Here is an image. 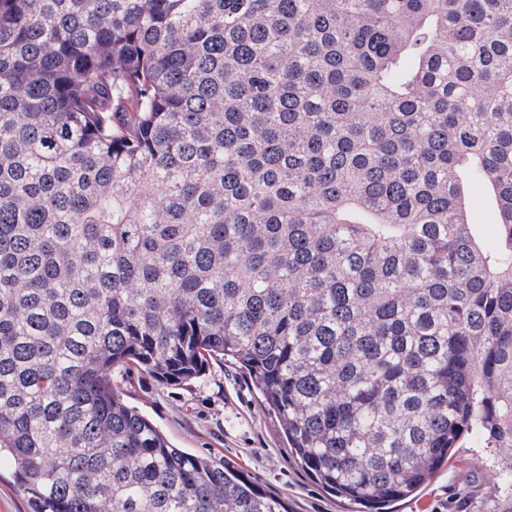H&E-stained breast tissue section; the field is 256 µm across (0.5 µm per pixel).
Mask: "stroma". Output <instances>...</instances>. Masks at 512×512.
Here are the masks:
<instances>
[{
	"instance_id": "35a3bbf8",
	"label": "stroma",
	"mask_w": 512,
	"mask_h": 512,
	"mask_svg": "<svg viewBox=\"0 0 512 512\" xmlns=\"http://www.w3.org/2000/svg\"><path fill=\"white\" fill-rule=\"evenodd\" d=\"M125 402L148 416L175 447L234 463L289 512H346L284 448L277 418L264 410L236 366L215 361L188 386H165L148 373L118 371ZM494 451L460 443L442 468L398 512H512V497L497 488Z\"/></svg>"
}]
</instances>
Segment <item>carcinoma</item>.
Segmentation results:
<instances>
[{"label":"carcinoma","mask_w":512,"mask_h":512,"mask_svg":"<svg viewBox=\"0 0 512 512\" xmlns=\"http://www.w3.org/2000/svg\"><path fill=\"white\" fill-rule=\"evenodd\" d=\"M216 358L368 512L464 436L512 493V0H0V456L31 512H288L112 384ZM470 201L472 220L475 224H481L478 233L485 238L493 237L496 230V215L483 184L476 183L470 187Z\"/></svg>","instance_id":"cac0c4a2"}]
</instances>
